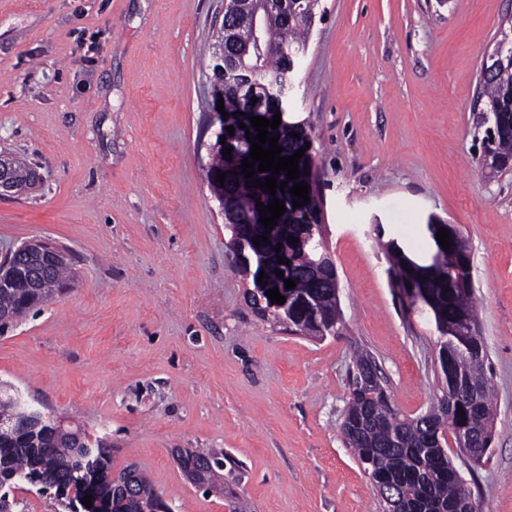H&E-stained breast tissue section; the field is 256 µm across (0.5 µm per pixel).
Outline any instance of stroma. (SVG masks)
I'll return each mask as SVG.
<instances>
[{"label": "stroma", "mask_w": 512, "mask_h": 512, "mask_svg": "<svg viewBox=\"0 0 512 512\" xmlns=\"http://www.w3.org/2000/svg\"><path fill=\"white\" fill-rule=\"evenodd\" d=\"M226 0H0V152L44 182L0 196V261L40 237L72 254L59 298L0 329V384L147 471L173 512H225L177 448L242 462L252 512H379L340 434L374 356L402 414L441 395L433 328L406 316L376 236L417 251L429 217L472 251L497 417L454 464L475 512H512V175L484 177L474 107L512 0H321L289 92L312 128L344 326L318 341L256 315L207 179L214 35Z\"/></svg>", "instance_id": "stroma-1"}]
</instances>
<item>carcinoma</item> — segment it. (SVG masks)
<instances>
[{
    "mask_svg": "<svg viewBox=\"0 0 512 512\" xmlns=\"http://www.w3.org/2000/svg\"><path fill=\"white\" fill-rule=\"evenodd\" d=\"M321 0H278L277 14L268 24L267 32H254L249 15L240 12L231 22L229 32L219 29L213 51L223 56L214 59L209 81L215 93L224 100L229 118L219 126L215 139L226 140L251 135L250 112L253 100H262L270 115L281 113V124L269 131L279 137L281 156L289 157L300 149L299 180L314 190L313 157L306 143L311 141L309 127H295L286 117L287 92L280 86L298 68L307 47ZM482 111L484 124L494 127L500 117L512 110V44L504 46L497 69L482 78ZM245 123L242 129L239 123ZM235 128L234 133L227 127ZM300 133L301 138L294 137ZM484 153L492 154L501 165L512 161V135L484 133ZM210 171H221L238 187H247V179L238 166L224 159L223 150L211 153ZM276 195L266 194L267 201L279 199L286 211L268 235L269 242L288 248L293 234V197L289 189ZM426 231L434 251L429 260H421L394 241L382 244L389 263L388 272L397 286L419 302L434 301V308H425L424 317L438 333V365L443 395L425 412L407 416L398 411L382 381L373 378L367 366L368 354L354 355L350 380V396L342 411L343 418L354 423L357 434H342L345 447L352 450L364 473L372 483L391 484L405 499L404 512H467L471 493L453 464L448 449L466 455L471 448H480L493 431L495 408L487 376L488 354L478 330V311L474 291L466 290L472 278V260L468 240L461 236L450 239V250H444L436 239L432 225ZM265 234L259 222L250 223L245 238L247 252L255 264L267 268L270 280H278V266L266 252L268 242L253 243ZM317 267L320 278L326 280L334 268L328 257L298 256L295 270L296 286L291 301L278 309L270 308L269 300L249 304L259 316L273 318L293 332L317 336L329 330L340 331L343 316L340 302L328 288L309 285L307 269ZM48 276L57 290L66 291L71 278L69 264L46 271L34 260L21 256L13 269L14 283L0 288V315L14 323L34 307L54 298V294L34 287ZM476 342L481 352L473 354L468 345ZM478 391L473 402L456 398L460 385ZM112 453L96 438L80 427H70L60 418L51 426H24L0 429V512H12L9 490L22 484L38 488L41 493L54 492L55 498L68 512H156L164 504L148 476L133 470L130 484L112 480ZM238 464L222 448H188L182 471L193 484L206 482L211 486L227 485ZM91 496V506L82 503Z\"/></svg>",
    "mask_w": 512,
    "mask_h": 512,
    "instance_id": "obj_1",
    "label": "carcinoma"
}]
</instances>
